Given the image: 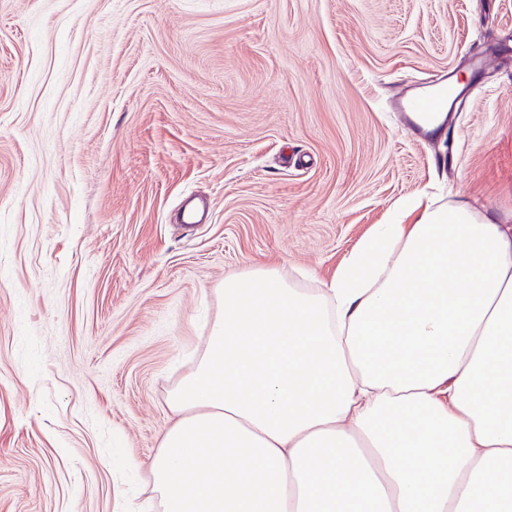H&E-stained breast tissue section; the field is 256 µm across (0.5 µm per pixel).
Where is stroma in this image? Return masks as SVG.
Segmentation results:
<instances>
[{"instance_id":"stroma-1","label":"stroma","mask_w":512,"mask_h":512,"mask_svg":"<svg viewBox=\"0 0 512 512\" xmlns=\"http://www.w3.org/2000/svg\"><path fill=\"white\" fill-rule=\"evenodd\" d=\"M426 195L512 213V0H0V512L144 506L225 275L316 287ZM433 96L439 100V104L437 102H421L417 100L403 101L401 103L399 112L403 113L404 126L410 127L415 133L424 132L415 125L416 122L428 119V116L423 113L440 112L448 99L443 94H434Z\"/></svg>"}]
</instances>
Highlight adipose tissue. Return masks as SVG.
<instances>
[{"mask_svg": "<svg viewBox=\"0 0 512 512\" xmlns=\"http://www.w3.org/2000/svg\"><path fill=\"white\" fill-rule=\"evenodd\" d=\"M408 215L322 288L225 277L168 396L160 512H512V220Z\"/></svg>", "mask_w": 512, "mask_h": 512, "instance_id": "obj_1", "label": "adipose tissue"}]
</instances>
